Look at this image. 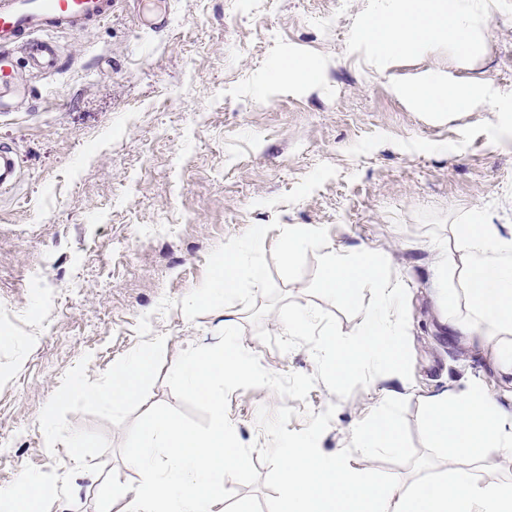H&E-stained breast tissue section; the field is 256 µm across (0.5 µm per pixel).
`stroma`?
<instances>
[{
    "label": "stroma",
    "instance_id": "1",
    "mask_svg": "<svg viewBox=\"0 0 512 512\" xmlns=\"http://www.w3.org/2000/svg\"><path fill=\"white\" fill-rule=\"evenodd\" d=\"M374 0H118L110 20L52 39L68 67L31 73L15 53L25 99L0 109V146H11L20 180L0 192V488L25 465L66 472L64 444L47 450L39 415L65 373L87 360L96 381L139 343L149 316L167 348L138 411L175 404L166 383L191 344H217L233 312L242 344L274 374H311L308 347L283 353L257 336L242 303L187 319L181 300L203 281L210 253L250 226L314 225L329 247L373 250L408 292L412 377L385 374L338 399L316 383L306 400L266 388L236 389L228 413L238 440L261 439L257 409H337L319 440L340 452L384 399L407 400L417 430L421 403L482 383L512 417L485 350L449 333L432 281L450 225L472 208L512 225V147L498 144L492 112L441 119L414 111L392 78L426 69L512 88V0L486 50L463 61L438 45L379 70L350 40ZM169 24L154 31L152 16ZM297 52L315 65L314 86L262 93L274 64ZM75 429H99L106 471L135 484L119 448L124 428L68 413Z\"/></svg>",
    "mask_w": 512,
    "mask_h": 512
}]
</instances>
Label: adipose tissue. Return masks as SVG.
Segmentation results:
<instances>
[{"label":"adipose tissue","instance_id":"1","mask_svg":"<svg viewBox=\"0 0 512 512\" xmlns=\"http://www.w3.org/2000/svg\"><path fill=\"white\" fill-rule=\"evenodd\" d=\"M500 0H381L379 10L365 15L352 40L356 51H369L378 61L420 54L442 44L468 58L485 50L488 21ZM414 108L443 117L480 108L495 110L512 97L490 81L465 83L446 73L427 70L392 86ZM437 267L446 286L449 330L480 336L499 370L512 375V229L501 230L480 209L450 227Z\"/></svg>","mask_w":512,"mask_h":512}]
</instances>
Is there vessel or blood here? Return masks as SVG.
Wrapping results in <instances>:
<instances>
[{
  "label": "vessel or blood",
  "instance_id": "obj_1",
  "mask_svg": "<svg viewBox=\"0 0 512 512\" xmlns=\"http://www.w3.org/2000/svg\"><path fill=\"white\" fill-rule=\"evenodd\" d=\"M115 0H0V95L16 82L8 52L22 47L32 69H59L61 56L50 39L60 30H84L111 18Z\"/></svg>",
  "mask_w": 512,
  "mask_h": 512
}]
</instances>
